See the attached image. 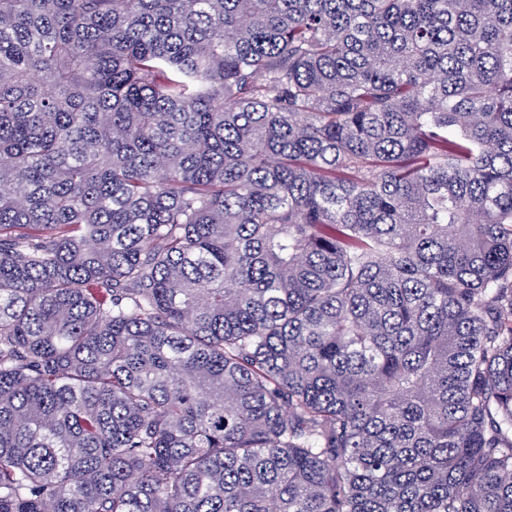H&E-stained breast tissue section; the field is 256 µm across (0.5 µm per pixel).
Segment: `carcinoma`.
I'll use <instances>...</instances> for the list:
<instances>
[{
  "instance_id": "cac0c4a2",
  "label": "carcinoma",
  "mask_w": 512,
  "mask_h": 512,
  "mask_svg": "<svg viewBox=\"0 0 512 512\" xmlns=\"http://www.w3.org/2000/svg\"><path fill=\"white\" fill-rule=\"evenodd\" d=\"M0 512H512V0H0Z\"/></svg>"
}]
</instances>
